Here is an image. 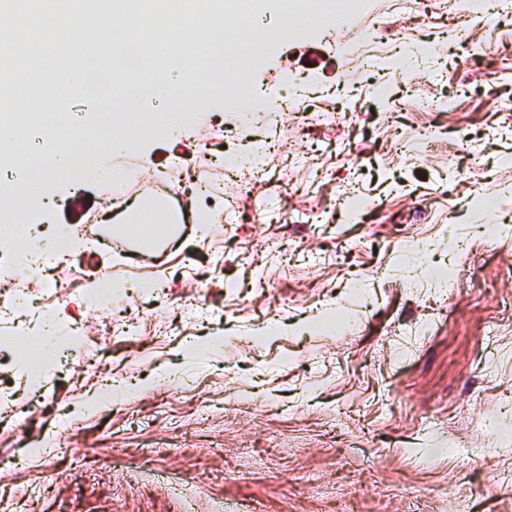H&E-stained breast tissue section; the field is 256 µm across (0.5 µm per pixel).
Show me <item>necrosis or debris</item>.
<instances>
[{
	"mask_svg": "<svg viewBox=\"0 0 512 512\" xmlns=\"http://www.w3.org/2000/svg\"><path fill=\"white\" fill-rule=\"evenodd\" d=\"M377 0H59L57 32L36 36L30 47L14 31L0 32L13 52L0 57V238L21 241L18 273L0 283V311L26 303L30 294L28 255L52 263L69 248L61 230L44 246L23 205H38L69 174L71 165L99 168V155L78 152L91 141L116 146L128 157L114 182L112 208L128 193L150 185L160 196L175 192L178 176L147 182L146 160L136 147L173 135V110L202 96H218L236 112L240 131L292 117L291 133L329 129L341 123L334 112H306L299 98L281 102L259 95L253 73L280 46L306 35L328 43L345 63L373 59L387 32ZM156 98L162 109L145 112L130 103L129 87ZM93 101L94 112L69 110L73 99ZM39 323L0 322V345L11 349L27 377L42 382L65 352L92 348L94 337L75 328L55 329L42 341Z\"/></svg>",
	"mask_w": 512,
	"mask_h": 512,
	"instance_id": "4bbe7bcc",
	"label": "necrosis or debris"
}]
</instances>
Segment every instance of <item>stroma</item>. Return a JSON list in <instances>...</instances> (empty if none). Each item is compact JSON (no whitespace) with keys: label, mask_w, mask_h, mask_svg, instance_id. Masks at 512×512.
Instances as JSON below:
<instances>
[{"label":"stroma","mask_w":512,"mask_h":512,"mask_svg":"<svg viewBox=\"0 0 512 512\" xmlns=\"http://www.w3.org/2000/svg\"><path fill=\"white\" fill-rule=\"evenodd\" d=\"M450 0L432 22L394 15L413 41L448 37ZM492 24L472 23L450 53L413 60L407 78L386 67L346 72L335 52L301 37L256 74L265 88L305 81L308 110L350 114L341 133L301 140L312 167L288 170L268 157L248 190L184 192V213L225 207L291 188L280 222L235 224L211 240L191 224L156 254L110 251L92 214L109 190L82 184L51 224L73 232L59 278L79 283L101 269L117 277L152 273L165 295L118 303L116 322L155 318L156 336L101 339L91 357L113 384L138 395H102L81 412L96 377L72 370L29 382L0 352V396L26 407L44 398L22 428L0 420V512H512V436L487 424L512 416V6L495 0ZM385 82L387 105L367 91ZM207 136L150 141L140 152L156 176L218 166L222 150L266 148L263 137L228 133L208 154ZM362 153L355 181L377 206L368 223L344 220L352 182L337 138ZM500 193L487 215L478 189ZM196 303L197 320L180 302ZM180 374L173 392L157 376ZM77 413L75 450L55 458L51 492L37 497L41 459ZM488 449L484 459L471 448Z\"/></svg>","instance_id":"stroma-1"}]
</instances>
